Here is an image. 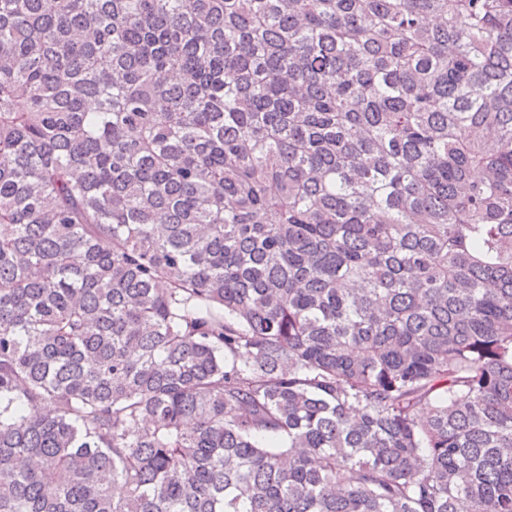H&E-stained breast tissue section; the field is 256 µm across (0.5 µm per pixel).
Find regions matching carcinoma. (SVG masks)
Here are the masks:
<instances>
[{"label":"carcinoma","mask_w":512,"mask_h":512,"mask_svg":"<svg viewBox=\"0 0 512 512\" xmlns=\"http://www.w3.org/2000/svg\"><path fill=\"white\" fill-rule=\"evenodd\" d=\"M0 512H512V0H0Z\"/></svg>","instance_id":"1"}]
</instances>
